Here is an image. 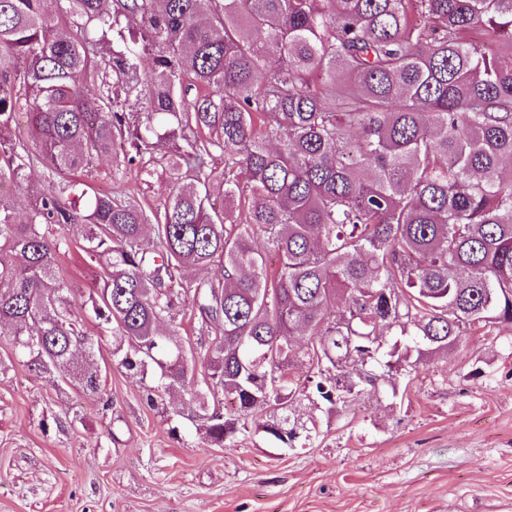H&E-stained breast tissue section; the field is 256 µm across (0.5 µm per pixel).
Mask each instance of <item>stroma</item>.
I'll return each instance as SVG.
<instances>
[{
	"label": "stroma",
	"instance_id": "stroma-1",
	"mask_svg": "<svg viewBox=\"0 0 512 512\" xmlns=\"http://www.w3.org/2000/svg\"><path fill=\"white\" fill-rule=\"evenodd\" d=\"M136 200L169 193L164 168L128 175ZM61 260L92 286L82 228ZM99 339V393L29 370L0 327V512H512V330L492 327L416 372L363 386L332 409L296 397L285 444L259 412L234 447L201 440L190 390L148 403L154 376L121 368Z\"/></svg>",
	"mask_w": 512,
	"mask_h": 512
}]
</instances>
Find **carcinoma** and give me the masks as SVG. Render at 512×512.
I'll return each instance as SVG.
<instances>
[{
    "label": "carcinoma",
    "mask_w": 512,
    "mask_h": 512,
    "mask_svg": "<svg viewBox=\"0 0 512 512\" xmlns=\"http://www.w3.org/2000/svg\"><path fill=\"white\" fill-rule=\"evenodd\" d=\"M163 146L160 210L80 178ZM510 167L512 0H0V325L31 369L92 393L90 322L158 391L201 361L209 446L289 409L296 367L336 407L376 381L352 366L416 372L512 326ZM72 224L101 266L87 295L59 273ZM190 292L214 334L199 357L175 324ZM385 331L415 340L384 352ZM45 169L41 164L35 165L31 170H27V178L23 181L20 187L18 196L16 198L17 203L21 208L26 206L29 194L33 189L45 186Z\"/></svg>",
    "instance_id": "carcinoma-1"
}]
</instances>
